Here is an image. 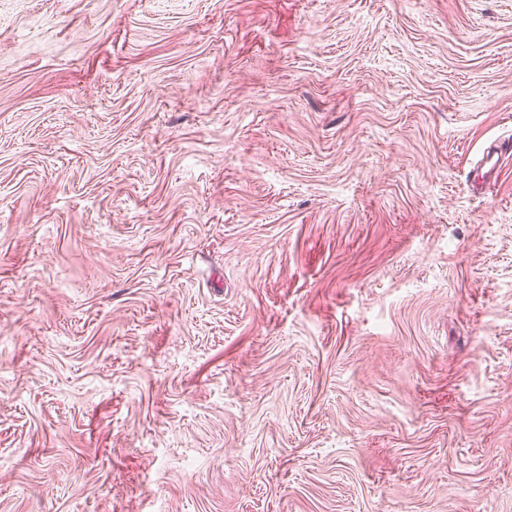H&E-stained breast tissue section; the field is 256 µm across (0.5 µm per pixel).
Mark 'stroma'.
I'll return each instance as SVG.
<instances>
[{"mask_svg": "<svg viewBox=\"0 0 512 512\" xmlns=\"http://www.w3.org/2000/svg\"><path fill=\"white\" fill-rule=\"evenodd\" d=\"M512 0H0V512H512Z\"/></svg>", "mask_w": 512, "mask_h": 512, "instance_id": "stroma-1", "label": "stroma"}]
</instances>
